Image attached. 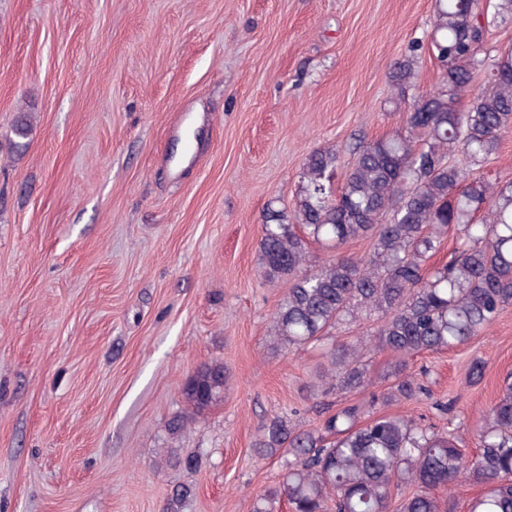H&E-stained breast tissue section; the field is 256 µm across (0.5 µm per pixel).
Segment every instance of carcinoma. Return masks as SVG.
<instances>
[{"instance_id": "cac0c4a2", "label": "carcinoma", "mask_w": 512, "mask_h": 512, "mask_svg": "<svg viewBox=\"0 0 512 512\" xmlns=\"http://www.w3.org/2000/svg\"><path fill=\"white\" fill-rule=\"evenodd\" d=\"M512 21V0L486 13L481 0H436L430 46L441 66L437 86L415 90L420 43L390 72L403 128L354 147L341 186L334 150L313 152L298 183L293 221L267 207L259 264L268 279H288L270 326V341L304 349L333 329L361 320L374 327L325 352L320 393L372 384L376 351L395 358L381 402L412 400L425 388L408 359L466 344L512 304V179L482 169L512 128V49L482 55L491 30ZM467 99L458 107L461 99ZM458 248L432 268L449 234ZM371 240L366 256L339 250ZM336 256L312 266L311 244ZM224 363L199 366L183 383L184 402L203 416L224 401ZM471 458L457 439L408 415L365 417L348 405L315 428L275 414L254 443L264 457L287 456L285 472L259 494L252 512H389L394 492L411 487L398 512H442L443 498L463 480L483 486L468 512H512V373L476 433ZM193 495L177 487L163 512H181Z\"/></svg>"}]
</instances>
